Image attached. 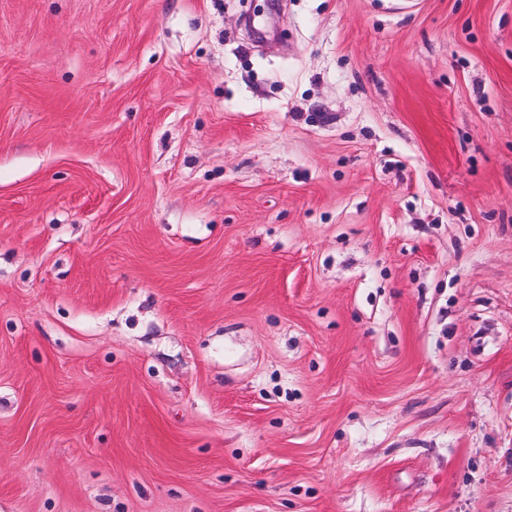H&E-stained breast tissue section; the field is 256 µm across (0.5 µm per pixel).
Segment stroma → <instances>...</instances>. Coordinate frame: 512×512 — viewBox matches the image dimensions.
Masks as SVG:
<instances>
[{
  "instance_id": "stroma-1",
  "label": "stroma",
  "mask_w": 512,
  "mask_h": 512,
  "mask_svg": "<svg viewBox=\"0 0 512 512\" xmlns=\"http://www.w3.org/2000/svg\"><path fill=\"white\" fill-rule=\"evenodd\" d=\"M0 512H512V0H0Z\"/></svg>"
}]
</instances>
